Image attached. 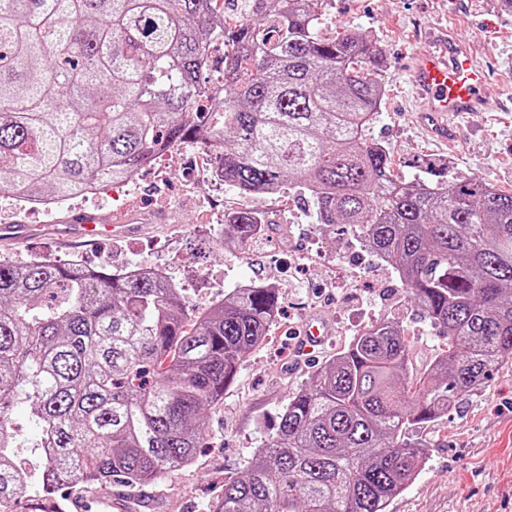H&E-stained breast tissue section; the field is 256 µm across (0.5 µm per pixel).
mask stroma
<instances>
[{
  "mask_svg": "<svg viewBox=\"0 0 512 512\" xmlns=\"http://www.w3.org/2000/svg\"><path fill=\"white\" fill-rule=\"evenodd\" d=\"M322 26L365 33L384 50V95L368 136L388 148L399 176L434 183L476 175L512 192V103L504 93L512 86V11L501 0H332ZM446 31L469 42L490 72L487 111L461 120L451 147L421 129L409 83L412 57L435 48V36ZM180 149V163L156 160L138 181L72 198L74 212L116 223L140 216L128 232L95 243L66 235L59 214L16 208L10 193L0 190V225L29 228L21 243L0 240V259L79 260L113 269L129 262L161 265L198 307L253 281L278 287L280 316L265 342L246 355L223 402L208 411L193 463L161 480L156 512H205L225 478L242 475L272 437L289 395L346 348L364 323L401 322L416 371L443 348L444 339L408 301L398 275L365 251L359 235L317 224L300 190L244 196L213 187L223 207L255 208L268 220L265 234L248 245L217 247L212 209L189 188L191 164L208 151L193 142ZM317 312L333 322L334 333L316 357L297 360L295 331ZM409 436L424 445L426 464L387 512H512V360L457 410L414 427Z\"/></svg>",
  "mask_w": 512,
  "mask_h": 512,
  "instance_id": "1",
  "label": "stroma"
}]
</instances>
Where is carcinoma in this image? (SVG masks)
Masks as SVG:
<instances>
[{
    "mask_svg": "<svg viewBox=\"0 0 512 512\" xmlns=\"http://www.w3.org/2000/svg\"><path fill=\"white\" fill-rule=\"evenodd\" d=\"M222 2L0 0V185L71 197L128 179L163 142H196L239 194L295 185L317 223L356 231L445 349L418 374L397 323L364 327L289 397L209 512H386L425 461L409 429L512 359V193L394 174L366 134L384 51L324 37V0ZM262 221L239 211L226 240L245 245ZM279 305L264 283L200 309L171 279L0 259V512H64V490H137L190 465L204 411ZM18 404L30 444L11 427ZM29 447L33 471L15 463Z\"/></svg>",
    "mask_w": 512,
    "mask_h": 512,
    "instance_id": "cac0c4a2",
    "label": "carcinoma"
}]
</instances>
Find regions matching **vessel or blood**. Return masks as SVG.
Segmentation results:
<instances>
[{
    "label": "vessel or blood",
    "instance_id": "obj_1",
    "mask_svg": "<svg viewBox=\"0 0 512 512\" xmlns=\"http://www.w3.org/2000/svg\"><path fill=\"white\" fill-rule=\"evenodd\" d=\"M413 78L423 101L422 118L429 132L443 142L454 140L449 117L485 110L484 71L473 54L456 40H449L443 50L417 57ZM69 223L71 235L83 239L95 238L112 228L110 219L85 211L74 213ZM331 333L332 327L325 318L314 317L303 324L299 347L304 352H313Z\"/></svg>",
    "mask_w": 512,
    "mask_h": 512
}]
</instances>
